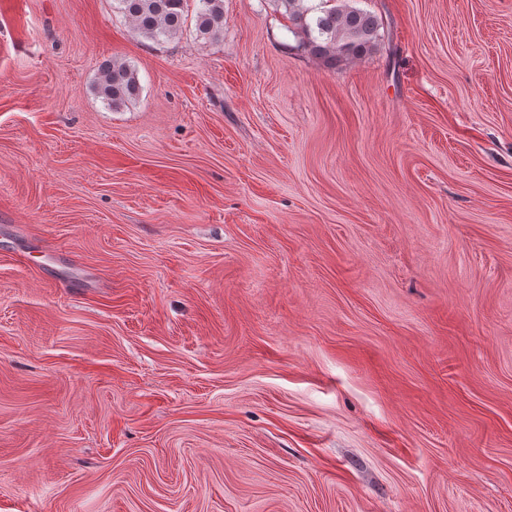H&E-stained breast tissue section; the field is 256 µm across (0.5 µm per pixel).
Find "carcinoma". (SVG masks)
I'll list each match as a JSON object with an SVG mask.
<instances>
[{
  "label": "carcinoma",
  "instance_id": "cac0c4a2",
  "mask_svg": "<svg viewBox=\"0 0 512 512\" xmlns=\"http://www.w3.org/2000/svg\"><path fill=\"white\" fill-rule=\"evenodd\" d=\"M188 0H112V8L128 20L133 30L152 42L176 37L186 21ZM291 22L288 31L298 46L335 68L376 49L382 41L383 23L354 0H274ZM197 34L208 40L224 37V0H198ZM95 93L114 111L136 101L141 85L135 68L112 59L104 63L94 85Z\"/></svg>",
  "mask_w": 512,
  "mask_h": 512
}]
</instances>
